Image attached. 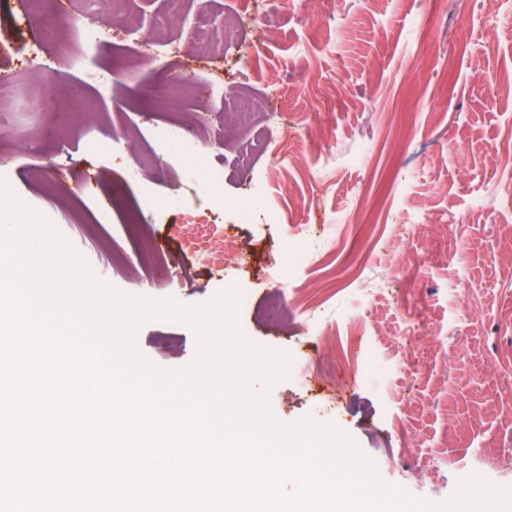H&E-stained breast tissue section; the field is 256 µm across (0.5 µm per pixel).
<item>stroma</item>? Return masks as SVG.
Returning a JSON list of instances; mask_svg holds the SVG:
<instances>
[{"mask_svg": "<svg viewBox=\"0 0 512 512\" xmlns=\"http://www.w3.org/2000/svg\"><path fill=\"white\" fill-rule=\"evenodd\" d=\"M161 7L127 0L89 47L68 24L85 0H0L12 191L124 294L182 306L246 294L243 336L291 359L269 391L278 422L335 425L418 499L448 500L462 467L512 489V201L500 193L512 152L491 154L512 141V0H181L183 21L164 29ZM231 10L245 13L240 48L197 57L193 37L223 44ZM38 43L66 79L26 63ZM72 56L81 69L67 70ZM487 73L506 92L489 97ZM45 84L46 112H27ZM230 88L270 98V116L225 135L210 118ZM187 114L199 158L157 135ZM197 165L221 180L188 184ZM218 239L243 266L204 257ZM291 255L284 319L262 322L271 264ZM371 280L383 289L370 296ZM135 345L164 370L197 352L172 321L144 322ZM340 345L371 373L337 360Z\"/></svg>", "mask_w": 512, "mask_h": 512, "instance_id": "1", "label": "stroma"}]
</instances>
